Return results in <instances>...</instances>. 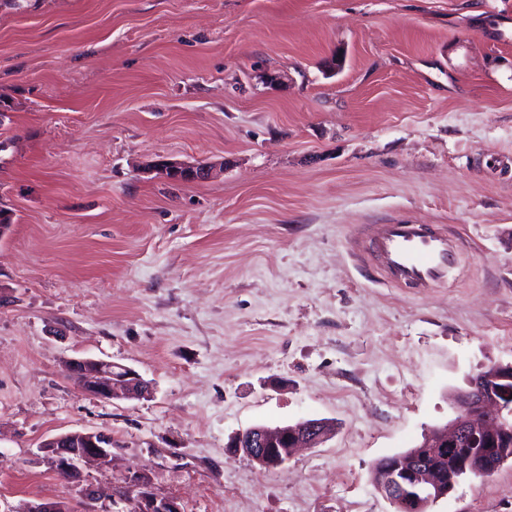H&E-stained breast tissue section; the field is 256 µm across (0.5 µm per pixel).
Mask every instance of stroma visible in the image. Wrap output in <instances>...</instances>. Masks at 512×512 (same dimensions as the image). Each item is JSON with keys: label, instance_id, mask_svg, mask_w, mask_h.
I'll use <instances>...</instances> for the list:
<instances>
[{"label": "stroma", "instance_id": "35a3bbf8", "mask_svg": "<svg viewBox=\"0 0 512 512\" xmlns=\"http://www.w3.org/2000/svg\"><path fill=\"white\" fill-rule=\"evenodd\" d=\"M0 100V512L69 495L36 456L77 429L112 436V512L138 475L183 512H394L374 461L512 365V0L2 4ZM400 221L462 241L447 286L357 262ZM69 357L153 394H82ZM302 419L334 432L281 467L226 448ZM429 512H512V464ZM145 170L146 173H155L169 181L186 183L208 179L212 173V167L209 165H185L168 158L150 161Z\"/></svg>", "mask_w": 512, "mask_h": 512}]
</instances>
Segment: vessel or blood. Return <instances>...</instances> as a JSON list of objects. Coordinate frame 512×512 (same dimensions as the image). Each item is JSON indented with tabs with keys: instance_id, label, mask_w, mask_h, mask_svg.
<instances>
[{
	"instance_id": "1",
	"label": "vessel or blood",
	"mask_w": 512,
	"mask_h": 512,
	"mask_svg": "<svg viewBox=\"0 0 512 512\" xmlns=\"http://www.w3.org/2000/svg\"><path fill=\"white\" fill-rule=\"evenodd\" d=\"M369 248L379 259L383 276L398 285H444L458 264L456 244L424 224L382 225Z\"/></svg>"
}]
</instances>
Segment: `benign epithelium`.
Returning <instances> with one entry per match:
<instances>
[{"mask_svg": "<svg viewBox=\"0 0 512 512\" xmlns=\"http://www.w3.org/2000/svg\"><path fill=\"white\" fill-rule=\"evenodd\" d=\"M146 172L174 182H195L210 177L212 167L185 165L168 158L150 161ZM67 376L85 395L102 400L139 399L151 395V382L134 369L112 361L73 357L64 365ZM319 419L300 420L270 429L253 425L235 433L227 445L231 454L242 455L262 469L283 465L297 448H316L327 434ZM479 442L483 451L472 462L463 446ZM456 455L459 475L486 478L512 462V365L477 374L462 392L449 425L433 432L421 445L403 455L384 460L376 490L397 512H428L438 500L451 494L458 480H448L432 465L434 455ZM38 460L68 484L71 496L34 498L22 512H111L112 487L86 483L84 473L106 470L112 463V436L98 430L68 431L44 440ZM132 512H182L175 497L160 496L146 476L134 479L124 492Z\"/></svg>", "mask_w": 512, "mask_h": 512, "instance_id": "benign-epithelium-1", "label": "benign epithelium"}]
</instances>
